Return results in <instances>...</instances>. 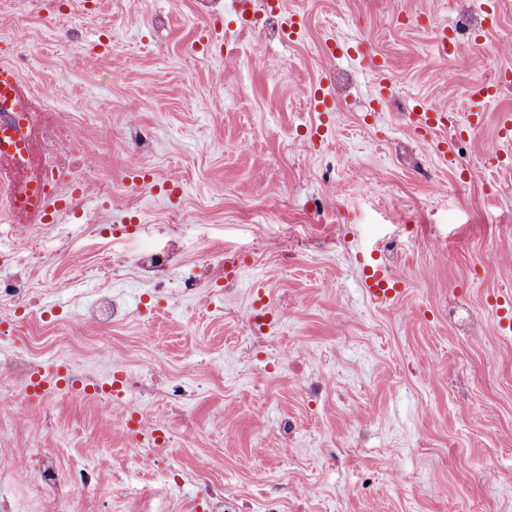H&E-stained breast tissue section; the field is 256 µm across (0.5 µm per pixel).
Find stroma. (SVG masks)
Returning a JSON list of instances; mask_svg holds the SVG:
<instances>
[{
	"instance_id": "35a3bbf8",
	"label": "stroma",
	"mask_w": 512,
	"mask_h": 512,
	"mask_svg": "<svg viewBox=\"0 0 512 512\" xmlns=\"http://www.w3.org/2000/svg\"><path fill=\"white\" fill-rule=\"evenodd\" d=\"M230 2L0 0V62L32 54L21 78L73 116L88 176L29 270L40 314L0 306L17 323L0 357L63 376L27 390L26 419L0 412L14 458L0 499L43 512L29 459L42 448L59 472L103 477L56 512H133L146 485L170 512H210L211 486L236 512H512V329L497 314L512 299V0H284L291 37L263 27L265 0L248 21ZM466 8L498 21L442 55L440 30ZM476 82L496 88L477 109ZM442 110L456 127L417 133L416 113ZM139 135L152 182L136 190ZM174 228L182 276L224 248L236 287L143 279L136 255ZM371 262L401 280L394 301L363 292ZM105 288L125 320H76ZM255 313L274 326L247 354ZM279 357L325 394L308 397ZM129 371L189 392L180 413L121 398L176 427L168 464L147 444L130 457V433L81 381ZM285 419L297 433L281 450Z\"/></svg>"
}]
</instances>
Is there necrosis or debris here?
<instances>
[{"label": "necrosis or debris", "mask_w": 512, "mask_h": 512, "mask_svg": "<svg viewBox=\"0 0 512 512\" xmlns=\"http://www.w3.org/2000/svg\"><path fill=\"white\" fill-rule=\"evenodd\" d=\"M7 128L15 131L21 146L0 154V212L18 226L29 219L37 196L64 197L84 186V166L77 155L70 114L46 105L35 86H28L20 109L0 107V131ZM39 255V243L31 232L15 237L9 252L0 255V262L13 269L12 275L0 278V302L30 314L39 312L38 293L28 278ZM136 266L147 281L157 285L169 281L182 267L179 236L170 235L160 249L140 254ZM36 467L43 487L70 497L92 492L101 482L100 472L90 466L59 473L45 452Z\"/></svg>", "instance_id": "necrosis-or-debris-1"}]
</instances>
